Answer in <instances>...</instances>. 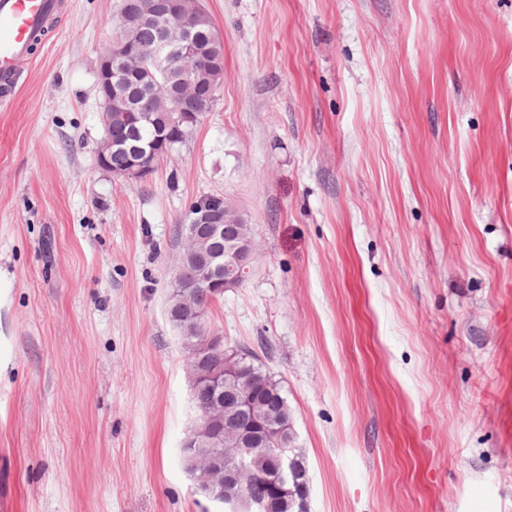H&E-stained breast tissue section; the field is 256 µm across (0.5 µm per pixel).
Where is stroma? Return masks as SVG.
I'll list each match as a JSON object with an SVG mask.
<instances>
[{
    "label": "stroma",
    "mask_w": 512,
    "mask_h": 512,
    "mask_svg": "<svg viewBox=\"0 0 512 512\" xmlns=\"http://www.w3.org/2000/svg\"><path fill=\"white\" fill-rule=\"evenodd\" d=\"M0 106V512H224L166 306L190 199L262 252L209 315L292 409L311 512H512V0H201L224 78L146 182L98 168L122 0ZM250 359L248 360V363L249 362H252V366L253 368L255 369L256 373L258 374V380L264 385L266 386L269 390H271L272 392L275 393L276 395V398L278 399V402L280 404V407H281V414H282V417H283V420L284 421H291L292 422V413H291V409L288 405V400L287 398L284 396L283 392H282V389H281V386L279 384L278 381H276L274 379V377L270 374V373H267L260 364H256V358H255V355L253 354V352L249 351L248 349H244Z\"/></svg>",
    "instance_id": "obj_1"
}]
</instances>
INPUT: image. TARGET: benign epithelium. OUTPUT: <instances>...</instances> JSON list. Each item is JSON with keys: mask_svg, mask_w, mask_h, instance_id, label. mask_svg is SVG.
<instances>
[{"mask_svg": "<svg viewBox=\"0 0 512 512\" xmlns=\"http://www.w3.org/2000/svg\"><path fill=\"white\" fill-rule=\"evenodd\" d=\"M203 11L200 0H125L120 14L121 29L99 56L98 85L102 94L101 120L112 127V110L130 111L123 81L128 71L155 70L162 74L177 66L182 70L179 91L170 92L167 80L154 82L153 91L167 97L183 123L194 125L201 114L187 108L200 91L202 80L214 70L213 62L195 48L187 38L191 23ZM155 17L167 21L168 35L152 48L145 49L135 40L136 29ZM176 136L165 126L159 136L131 153L126 164L114 168L109 155L114 147L105 136L95 148L96 164L112 174L122 185H135L148 179L170 156ZM246 220L238 207L221 194H202L192 199L185 214L183 239L186 254L210 258L209 242L224 238V257H216L222 271L207 267L200 281L222 295L241 287L244 275L258 263L257 242L252 234H240ZM224 337L208 332L182 347L194 356L188 377L194 390L206 389L214 403L205 412L200 434L215 448L225 447L229 454L244 460L262 457L267 462L259 487H245L237 466H224L220 458L191 469L197 490L224 506L225 512H310L307 469L292 457L296 432L284 425L274 406L266 404L246 384L245 372L235 361L236 353L224 350V364H213L216 349ZM220 423L224 432L212 429Z\"/></svg>", "mask_w": 512, "mask_h": 512, "instance_id": "obj_1", "label": "benign epithelium"}]
</instances>
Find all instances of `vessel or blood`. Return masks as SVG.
I'll return each instance as SVG.
<instances>
[{
    "label": "vessel or blood",
    "instance_id": "vessel-or-blood-1",
    "mask_svg": "<svg viewBox=\"0 0 512 512\" xmlns=\"http://www.w3.org/2000/svg\"><path fill=\"white\" fill-rule=\"evenodd\" d=\"M62 0H0V91L13 92L31 50L63 9Z\"/></svg>",
    "mask_w": 512,
    "mask_h": 512
}]
</instances>
